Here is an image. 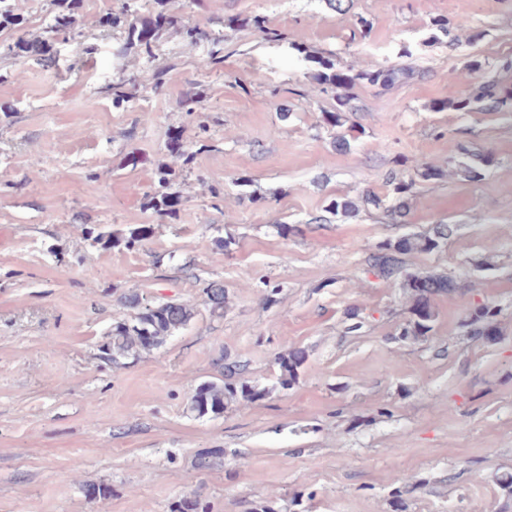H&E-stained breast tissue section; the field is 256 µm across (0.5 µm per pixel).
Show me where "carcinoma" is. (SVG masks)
Returning a JSON list of instances; mask_svg holds the SVG:
<instances>
[{
	"instance_id": "1",
	"label": "carcinoma",
	"mask_w": 512,
	"mask_h": 512,
	"mask_svg": "<svg viewBox=\"0 0 512 512\" xmlns=\"http://www.w3.org/2000/svg\"><path fill=\"white\" fill-rule=\"evenodd\" d=\"M81 0H71L53 17L49 32L56 38L71 35L75 29V14L80 8ZM143 8V0H127L123 16L109 15L106 26L117 29L121 26L122 18L131 17L128 23L127 38L117 40L113 47V56L120 58L128 52L131 45L138 44L144 51L148 61H153V47L163 41L164 36L172 29L182 32L189 43L206 50L201 63H212L224 44V28L201 27L183 23L182 19L166 9H160L143 21H138V15ZM430 25L436 31L434 38L444 37L448 46L459 45L456 31L461 23L447 16H435ZM253 26L262 38L267 41H282L285 35L282 31L266 25V20L260 16L253 19ZM11 27L16 37L11 43L0 44V58L11 59L22 53V47L32 48V54L44 67L55 65L56 57L47 47L46 42H35L25 37L22 32L20 17L14 14L11 0H0V28ZM486 62L477 56L471 57L468 64L461 70L452 73V79L459 85L471 86L485 70ZM406 76L399 68H383L370 65L366 69L351 73V70L339 69L333 74L320 72L315 75V84L311 91L317 94L332 93L336 99V111L326 114L325 123L333 128H341L346 122V113L359 111L357 98L351 92L354 85L365 82L373 88L387 90ZM137 77L120 71L112 81L104 84L101 90L112 97V104L121 106L130 102L131 95L127 87H134ZM435 109L444 111L451 109L456 112H497L512 113V88L502 87L494 81H485L478 85L476 92L463 93L457 98L437 103ZM168 156L182 161L187 166L193 162V152L183 144L175 143L166 147ZM171 169L163 164L158 168V190L148 200V206L161 214L172 215L176 212L178 196L168 191ZM391 186L388 195L389 204L383 205V199L377 194L368 192L364 202L379 208L385 207L393 223H405L407 216V200L410 197L414 181H405L392 174L389 179ZM454 228L449 224H436L425 234H410L401 237V244L395 248L390 242H382L369 257V265L383 278L401 277L404 287L408 289V297L412 302L414 319L401 333V337H419L430 330L429 322L434 317L433 303L440 297H448L458 290L456 280L440 273H410L404 266V256L413 252L431 253L448 243ZM204 302L213 314H223L227 300V292L220 282H211L202 289ZM122 304L134 310L131 319H123L112 324V329L101 344L102 352L112 362L120 357H127L142 350H151L161 346L165 340L183 326L192 317L191 310L184 304L164 302L150 304L136 293L121 297ZM497 314L494 308L482 304L474 308L469 326L471 335L479 340L494 339L495 332L488 331L484 322ZM224 380L221 382L207 381L193 389L189 398L190 410L199 417L207 415L219 416L224 413L226 406L238 399L254 400L261 397L264 391L249 385L241 379L243 365L230 361L227 357L220 358ZM305 362V352L301 349H289L278 357L280 368V385L287 389L292 386L298 371ZM173 512H210L209 505L197 498L185 497L173 508Z\"/></svg>"
}]
</instances>
